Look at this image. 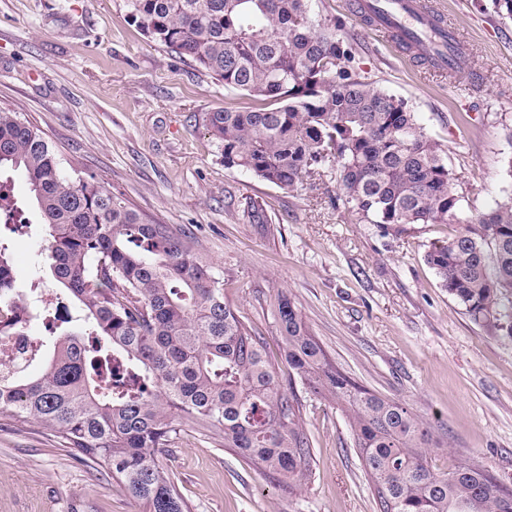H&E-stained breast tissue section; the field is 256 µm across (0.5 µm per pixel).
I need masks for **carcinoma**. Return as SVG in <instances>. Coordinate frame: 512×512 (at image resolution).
Returning a JSON list of instances; mask_svg holds the SVG:
<instances>
[{
  "label": "carcinoma",
  "instance_id": "obj_1",
  "mask_svg": "<svg viewBox=\"0 0 512 512\" xmlns=\"http://www.w3.org/2000/svg\"><path fill=\"white\" fill-rule=\"evenodd\" d=\"M144 34L254 105L204 116L224 165L294 190L336 171L337 200L361 223L456 224L425 260L471 318L512 333V195L464 216L448 154L407 102L352 66L344 22L315 0H125ZM22 171L48 235L49 270L78 307V330L37 350L41 371L0 363V421L52 430L74 459L107 471L144 512H190L159 457L182 426L288 487L311 474L300 401L263 341L224 299V278L169 224L149 222L94 177L71 176L41 131L0 109V173ZM0 244V332L28 327ZM288 366L347 415L381 512H512V491L460 457L409 406L328 359L298 309L277 298Z\"/></svg>",
  "mask_w": 512,
  "mask_h": 512
}]
</instances>
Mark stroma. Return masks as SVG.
I'll list each match as a JSON object with an SVG mask.
<instances>
[{"label":"stroma","instance_id":"35a3bbf8","mask_svg":"<svg viewBox=\"0 0 512 512\" xmlns=\"http://www.w3.org/2000/svg\"><path fill=\"white\" fill-rule=\"evenodd\" d=\"M347 2L320 6L344 18L354 66L405 99L447 152L465 214L489 211L512 193V19L498 17L493 0H440L471 43L483 76L475 85L429 75L350 16ZM251 103L152 42L124 0H0V108L39 128L65 171L95 177L146 220L186 231L301 400L313 462L293 494L213 431L182 427L163 463L191 512H380L345 412L289 377L274 317L281 293L333 364L406 402L444 440L435 467L470 456L512 489V335L473 321L425 261L455 225L397 232L361 223L336 209L335 176L288 191L225 167L203 117ZM0 179L28 220L23 232L0 231V243L29 294L48 279L44 226L25 175ZM0 512L142 507L74 460L51 430L0 421Z\"/></svg>","mask_w":512,"mask_h":512}]
</instances>
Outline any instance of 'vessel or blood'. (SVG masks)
<instances>
[{"label":"vessel or blood","instance_id":"obj_1","mask_svg":"<svg viewBox=\"0 0 512 512\" xmlns=\"http://www.w3.org/2000/svg\"><path fill=\"white\" fill-rule=\"evenodd\" d=\"M352 13L368 29L406 44L412 56H424L435 71L454 73L469 66L468 47L437 0H353Z\"/></svg>","mask_w":512,"mask_h":512}]
</instances>
